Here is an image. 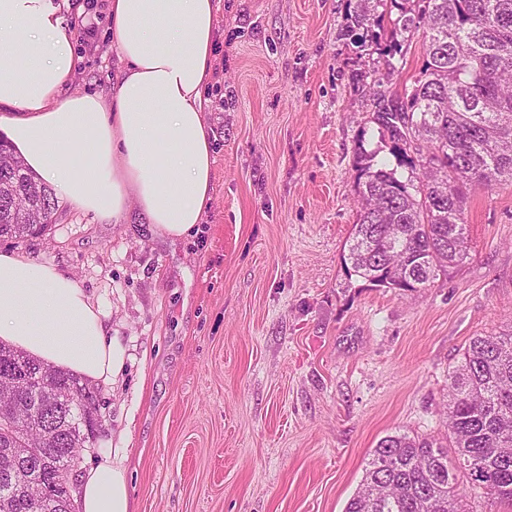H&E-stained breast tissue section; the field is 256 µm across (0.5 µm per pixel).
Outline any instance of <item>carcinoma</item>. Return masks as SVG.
<instances>
[{"instance_id": "1", "label": "carcinoma", "mask_w": 512, "mask_h": 512, "mask_svg": "<svg viewBox=\"0 0 512 512\" xmlns=\"http://www.w3.org/2000/svg\"><path fill=\"white\" fill-rule=\"evenodd\" d=\"M373 0H358L347 35L359 48L380 45ZM384 64L400 51L397 36L422 30L426 61L411 89L395 98L373 93L374 123L397 167L358 156V222L344 256L346 276L374 288L412 293L468 256V190L512 182V0H417L400 8ZM408 170L406 177L397 168ZM35 180L0 138V238L42 232L57 210L51 189L31 204ZM55 391L51 407L23 380L15 427H0V512H62V480L99 423L98 396L80 378L53 369L0 341V408L4 378L17 370ZM42 419L47 446L6 459L3 448ZM447 444L433 437L388 435L379 440L345 512H473L482 492L512 503V333L473 336L463 361L448 373Z\"/></svg>"}]
</instances>
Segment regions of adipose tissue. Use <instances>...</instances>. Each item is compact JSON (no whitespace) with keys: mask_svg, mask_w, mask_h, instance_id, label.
<instances>
[{"mask_svg":"<svg viewBox=\"0 0 512 512\" xmlns=\"http://www.w3.org/2000/svg\"><path fill=\"white\" fill-rule=\"evenodd\" d=\"M124 64L105 99L65 95L76 56L52 0H0V129L25 164L78 210L120 223L136 204L180 239L211 200L214 152L203 90L216 0H112ZM0 340L91 384L111 383L124 352L81 284L0 251ZM77 512H129L125 472L104 460L79 477Z\"/></svg>","mask_w":512,"mask_h":512,"instance_id":"adipose-tissue-1","label":"adipose tissue"}]
</instances>
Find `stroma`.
Returning <instances> with one entry per match:
<instances>
[{"label": "stroma", "instance_id": "35a3bbf8", "mask_svg": "<svg viewBox=\"0 0 512 512\" xmlns=\"http://www.w3.org/2000/svg\"><path fill=\"white\" fill-rule=\"evenodd\" d=\"M356 0H219L212 199L169 241L137 209L110 224L59 205L38 235L0 240L74 276L124 350L97 385L82 464L124 469L131 512H345L378 441L443 437L448 371L470 337L512 331V183L468 195L469 255L413 293L347 278L357 153L391 156L356 72L403 93L346 34ZM66 94L110 96L121 71L110 0H68Z\"/></svg>", "mask_w": 512, "mask_h": 512}]
</instances>
